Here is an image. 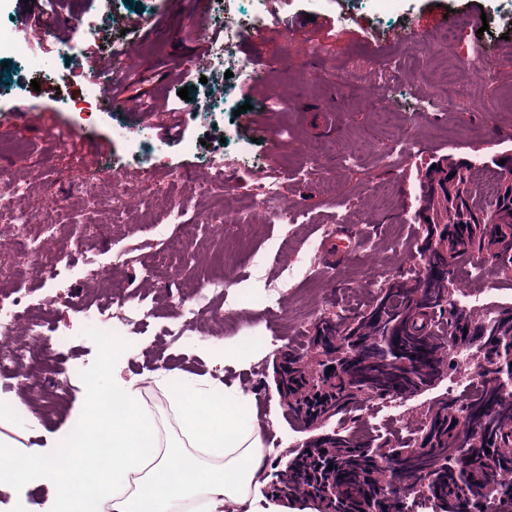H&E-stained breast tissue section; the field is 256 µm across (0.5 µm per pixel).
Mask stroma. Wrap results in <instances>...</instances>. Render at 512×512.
<instances>
[{
	"instance_id": "35a3bbf8",
	"label": "stroma",
	"mask_w": 512,
	"mask_h": 512,
	"mask_svg": "<svg viewBox=\"0 0 512 512\" xmlns=\"http://www.w3.org/2000/svg\"><path fill=\"white\" fill-rule=\"evenodd\" d=\"M505 0H334L320 6L315 0H238L240 14L265 11L272 23L263 44L252 40V29L240 32V54L262 70L264 81L251 96L232 94L233 106L246 113L232 125L211 126L197 121L183 125L180 137L169 138L161 125L172 122L166 112H144L127 118L132 132L142 135L145 149L157 150L168 170L147 174L130 141L122 138L112 122L114 108L103 103L77 136H68L76 121L74 111L62 102L71 87L57 60L60 44L70 43L76 61L90 54H108L114 43L134 44L129 79L144 80L153 94L170 108L181 104L178 92L197 81L198 71L176 76L179 61L207 51L208 39L220 36L195 30L187 17L171 12L166 0H150L138 11L128 0H117L119 23L97 29L94 37L70 41L68 34L47 37L24 28V14L51 21L58 14L89 22L103 0H0V22L15 26L17 38L39 59V66L25 70L0 57V193L8 192L9 208L32 219L26 233L44 249L79 252L112 273V292L153 303V315L133 334L142 345L122 371L127 380L172 381L186 374L229 379L255 393L263 402L276 395L274 364L287 348L305 350L315 324L324 317L353 315L365 309L380 281L418 273L414 260L419 226L412 216L419 205L420 177L443 157L469 162L512 157V108L504 102L505 84L512 83V40L506 27L478 31L471 25L447 37L441 20L446 9L467 13L474 19L494 17ZM143 16L159 20L162 38L135 40L124 33L122 22ZM485 45L487 57L476 63L473 52ZM453 71L463 94L449 100L438 83L441 71ZM279 98L268 107V91ZM388 97L396 111L390 124L380 123L376 104ZM28 105L14 114L16 105ZM406 128L416 141L402 155L396 168L385 165L384 153ZM193 150H185L186 140ZM248 150L249 165L282 174V192L302 213L297 224L254 223L246 239L237 230L219 232L210 215L234 220L256 193L255 182L230 167L237 146ZM228 163L224 177L232 188L229 198L204 192L213 178L211 159ZM151 177L149 194L127 195L113 203L114 180L136 186ZM390 187L387 208H380L373 186ZM186 203L185 219L193 224L195 244L173 249L162 236L166 222L165 199ZM55 209L59 228L51 233L40 227L37 215ZM356 233L365 248L344 254L330 244L339 230ZM292 235L294 248L280 256L278 247ZM388 252L390 261L379 265L373 254ZM470 261L455 265L453 293L473 290L485 299L487 309L512 306V279L494 260L483 262L481 277H472ZM296 278H289V270ZM239 274L235 294L250 297V306L238 315L215 323L211 297L204 286L220 271ZM27 288L29 303L45 322L72 336L69 350L54 356L61 388L42 389L44 368L35 363L26 370L0 372L10 394L31 391L42 396L34 406L23 407L6 434L25 445H45L52 434L69 426L88 389L86 376L97 378L100 391L112 388V375L101 368L104 347L96 330L87 328L82 299L95 296L94 283L81 267L58 264L50 278L34 282L0 275V289ZM194 299L200 311L196 325L178 340L164 336L173 323L172 300ZM258 330L269 344L253 355L247 368L235 371L216 360L224 344ZM165 349L168 359L158 362ZM447 381L408 398L410 421L383 426L381 440L397 442L418 427L422 414L437 401L455 398ZM312 432L303 423L278 409L269 424L266 443L272 453L266 469L274 475L284 469L295 448Z\"/></svg>"
}]
</instances>
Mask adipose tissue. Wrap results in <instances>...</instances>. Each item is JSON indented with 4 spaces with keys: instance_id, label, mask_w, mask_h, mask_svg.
<instances>
[{
    "instance_id": "adipose-tissue-1",
    "label": "adipose tissue",
    "mask_w": 512,
    "mask_h": 512,
    "mask_svg": "<svg viewBox=\"0 0 512 512\" xmlns=\"http://www.w3.org/2000/svg\"><path fill=\"white\" fill-rule=\"evenodd\" d=\"M139 339L113 342L103 365L112 372V414L96 397L77 410L81 437L51 438L26 447L2 435L22 405L0 395V485L51 482L56 493L44 512H90L111 501L112 512H284L263 495L270 450L257 395L238 384L187 375L174 391L175 429L143 404L135 382L121 372Z\"/></svg>"
}]
</instances>
